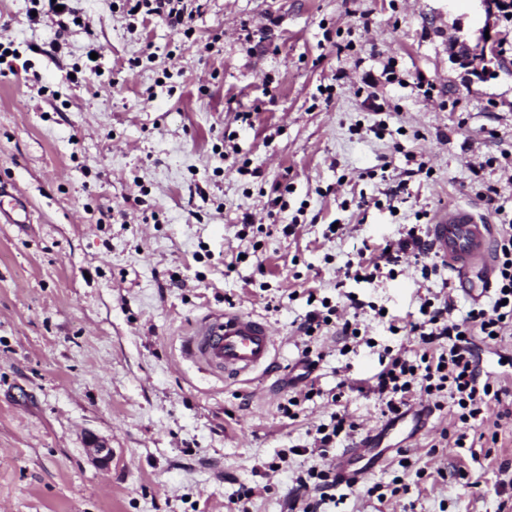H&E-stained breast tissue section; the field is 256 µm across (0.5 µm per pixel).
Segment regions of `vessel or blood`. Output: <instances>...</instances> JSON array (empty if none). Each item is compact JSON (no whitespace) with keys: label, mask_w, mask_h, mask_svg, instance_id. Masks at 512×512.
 <instances>
[{"label":"vessel or blood","mask_w":512,"mask_h":512,"mask_svg":"<svg viewBox=\"0 0 512 512\" xmlns=\"http://www.w3.org/2000/svg\"><path fill=\"white\" fill-rule=\"evenodd\" d=\"M491 234L485 218L461 205L440 213L429 227L432 247L451 272L459 294L475 304L487 297L493 285ZM273 348L268 325L245 313L208 314L184 341L186 358L228 377L266 366ZM389 454L369 435L337 456L334 465L339 475L356 486Z\"/></svg>","instance_id":"obj_1"}]
</instances>
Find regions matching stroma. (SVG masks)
I'll list each match as a JSON object with an SVG mask.
<instances>
[{"instance_id": "35a3bbf8", "label": "stroma", "mask_w": 512, "mask_h": 512, "mask_svg": "<svg viewBox=\"0 0 512 512\" xmlns=\"http://www.w3.org/2000/svg\"><path fill=\"white\" fill-rule=\"evenodd\" d=\"M122 3L76 0L85 25L62 30L30 20L31 0H0L18 50L0 75V185L30 210L0 223V512H236L244 485L248 512H287L298 473L333 462L311 447L336 407L363 433L387 422L377 352H342L332 328L305 337L308 292L414 356L416 339L349 308L346 263L376 257L420 210L458 202L500 224L479 197L489 184L512 214V171L487 162L512 152V20L478 0H200L187 37ZM459 42L493 43L484 69ZM390 61L399 82L382 75ZM370 79L384 111L365 101ZM422 161L431 175L410 176ZM402 181L407 197H391ZM397 271L354 291L403 322L449 277L423 280L409 254ZM227 309L276 340L238 380L182 355L195 324ZM306 346L323 355L322 394L291 420L281 407L304 389ZM485 425L495 448H452L450 408L433 411L409 468L391 454L334 512H512L499 470L512 420L492 408Z\"/></svg>"}]
</instances>
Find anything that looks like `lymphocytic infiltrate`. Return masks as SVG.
<instances>
[{"instance_id": "1", "label": "lymphocytic infiltrate", "mask_w": 512, "mask_h": 512, "mask_svg": "<svg viewBox=\"0 0 512 512\" xmlns=\"http://www.w3.org/2000/svg\"><path fill=\"white\" fill-rule=\"evenodd\" d=\"M428 217V212H418L416 223L403 225L399 239L387 242L376 258L349 263L344 281L371 286L380 277H395L399 257L407 252L419 263L422 278H430L437 266L427 260L431 246L422 233L421 222ZM494 252L495 279L488 304L471 308L460 317L452 292L422 298L418 318L401 327L418 340L421 353L408 357L388 348L380 352L381 370L372 391L383 405V415H400L418 391L434 408L451 406L455 419L473 428L481 427L489 406H498L499 417L512 415V388L484 377L477 351L478 343H495L512 330V218L500 224ZM307 302L312 309L302 331L317 334L335 324L345 344L370 345L371 336L361 331L357 322L338 321L335 305L318 303L313 294ZM340 486L333 469H307L296 476L288 493L290 512H321L323 504L335 502Z\"/></svg>"}]
</instances>
